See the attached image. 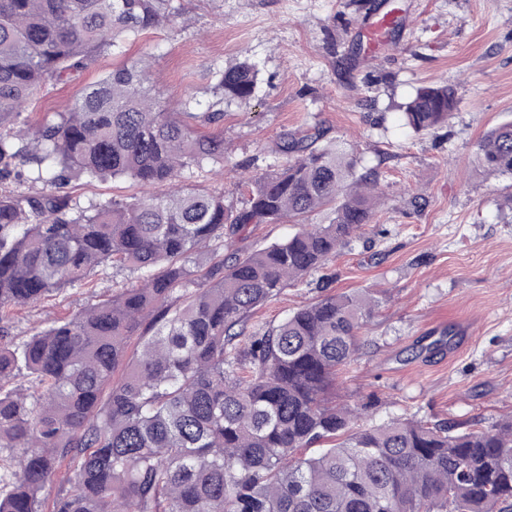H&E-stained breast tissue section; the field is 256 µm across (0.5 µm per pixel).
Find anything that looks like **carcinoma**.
<instances>
[{"instance_id": "obj_1", "label": "carcinoma", "mask_w": 512, "mask_h": 512, "mask_svg": "<svg viewBox=\"0 0 512 512\" xmlns=\"http://www.w3.org/2000/svg\"><path fill=\"white\" fill-rule=\"evenodd\" d=\"M181 0H0V309L71 288L95 269L130 266L141 284L54 321L23 342L0 338V449L17 461L1 477L0 512H42L65 461L69 490L53 512H512V415L487 429L396 418L368 424L370 406L332 390L378 307L369 290L330 294L259 336L248 318L326 264L372 223L386 196L373 169L317 129L286 135L282 161L224 193L90 203L74 178L129 179L150 189L224 160V137L201 130L224 101L251 98L248 60L219 72L215 110L172 112L149 84L150 60H129L36 130L15 122L48 80L168 25ZM448 84L402 104L414 133L448 123ZM478 165L512 178V120L490 128ZM265 248H234L251 225L304 220ZM212 255L206 271L187 265ZM39 390L14 385L22 371ZM315 446L313 455L305 451Z\"/></svg>"}]
</instances>
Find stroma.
<instances>
[{
	"label": "stroma",
	"mask_w": 512,
	"mask_h": 512,
	"mask_svg": "<svg viewBox=\"0 0 512 512\" xmlns=\"http://www.w3.org/2000/svg\"><path fill=\"white\" fill-rule=\"evenodd\" d=\"M365 0H191L176 24L141 33L99 54L88 68L48 81L24 105L37 127L128 59L149 56L151 85L175 112L208 111L218 71L254 62L253 98L224 106L215 133L223 164L183 173L179 187L245 197L248 163L276 161L287 133L316 126L375 168L390 196L341 246L324 271L285 287L248 329L264 332L321 295L370 288L381 301L362 347L342 371L339 402L368 403L373 419L448 421L475 429L512 413V179L486 175L477 144L512 119V0H402L408 26L396 48L370 56L358 41ZM445 82L457 108L447 126L416 134L399 105L421 85ZM81 204L142 195L128 180H73ZM140 283L139 273L104 266L84 286L0 310L10 340Z\"/></svg>",
	"instance_id": "obj_1"
}]
</instances>
